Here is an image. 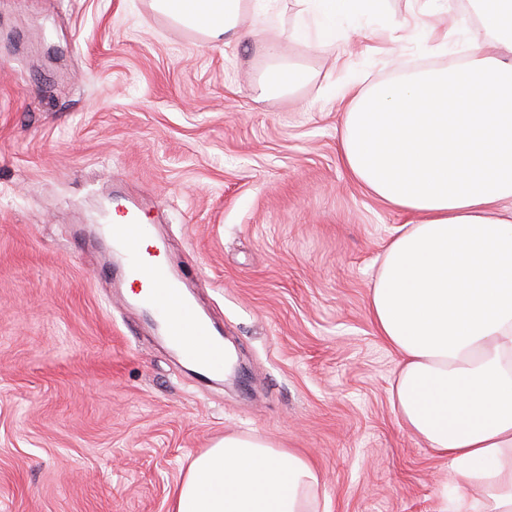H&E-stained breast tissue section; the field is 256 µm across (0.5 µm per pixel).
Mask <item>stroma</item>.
<instances>
[{"instance_id": "stroma-1", "label": "stroma", "mask_w": 512, "mask_h": 512, "mask_svg": "<svg viewBox=\"0 0 512 512\" xmlns=\"http://www.w3.org/2000/svg\"><path fill=\"white\" fill-rule=\"evenodd\" d=\"M245 39H202L151 0H0V512H170L191 455L256 433L318 467L331 512H440L474 494L390 404L399 358L367 313L378 263L416 215L353 180L345 103L423 61L384 0L334 46L294 39L295 0ZM280 43L304 79L256 99ZM121 192L224 327L243 384L196 379L142 313L112 302L96 230Z\"/></svg>"}]
</instances>
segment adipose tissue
Returning <instances> with one entry per match:
<instances>
[{
	"label": "adipose tissue",
	"mask_w": 512,
	"mask_h": 512,
	"mask_svg": "<svg viewBox=\"0 0 512 512\" xmlns=\"http://www.w3.org/2000/svg\"><path fill=\"white\" fill-rule=\"evenodd\" d=\"M272 0H152L208 39L236 38L244 12L271 21ZM296 38L326 46L374 0H298ZM484 28L512 52V0H477ZM259 98L301 76L266 47ZM346 101L340 158L388 205L419 214L389 242L369 292L378 336L400 358L391 390L409 434L512 512V62L475 51L461 64L399 70ZM171 512H330L311 461L257 434L228 433L193 457Z\"/></svg>",
	"instance_id": "obj_1"
}]
</instances>
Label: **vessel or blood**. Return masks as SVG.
<instances>
[{
    "label": "vessel or blood",
    "mask_w": 512,
    "mask_h": 512,
    "mask_svg": "<svg viewBox=\"0 0 512 512\" xmlns=\"http://www.w3.org/2000/svg\"><path fill=\"white\" fill-rule=\"evenodd\" d=\"M113 209L119 221L110 225L109 232L122 259L121 277L133 279L144 288L142 307L159 315L168 335L187 338L182 360L195 367L199 374H207L214 364L223 362L225 356L215 326L189 295L181 291L178 276L161 257L162 247L141 243L145 229L138 204L117 196L113 199Z\"/></svg>",
    "instance_id": "b4317fda"
}]
</instances>
